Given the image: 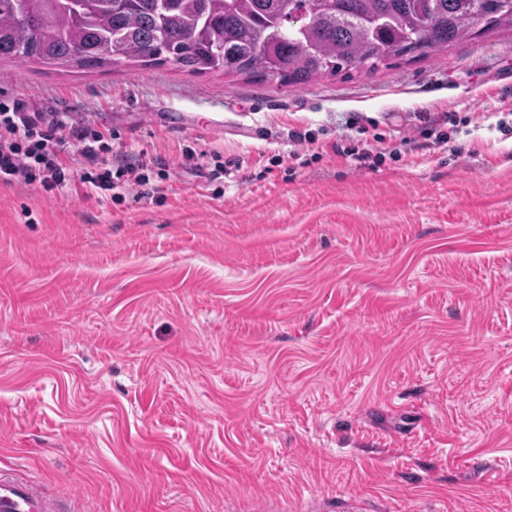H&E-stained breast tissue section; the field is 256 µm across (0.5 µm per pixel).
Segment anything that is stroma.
Here are the masks:
<instances>
[{
    "mask_svg": "<svg viewBox=\"0 0 512 512\" xmlns=\"http://www.w3.org/2000/svg\"><path fill=\"white\" fill-rule=\"evenodd\" d=\"M0 96L169 165L0 187L1 471L58 512H512V29L300 85L2 60ZM205 156L204 153L197 152L189 146L181 149V167L187 172L196 174L198 177L205 178L207 181H216L224 176V166L215 165L214 169H208L206 163L200 162Z\"/></svg>",
    "mask_w": 512,
    "mask_h": 512,
    "instance_id": "obj_1",
    "label": "stroma"
}]
</instances>
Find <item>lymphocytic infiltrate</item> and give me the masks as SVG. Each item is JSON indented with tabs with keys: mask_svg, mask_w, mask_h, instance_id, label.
I'll return each mask as SVG.
<instances>
[{
	"mask_svg": "<svg viewBox=\"0 0 512 512\" xmlns=\"http://www.w3.org/2000/svg\"><path fill=\"white\" fill-rule=\"evenodd\" d=\"M116 133L74 120L64 112H28L0 99V186L47 193L80 182L90 198L146 187L162 159L115 149Z\"/></svg>",
	"mask_w": 512,
	"mask_h": 512,
	"instance_id": "1",
	"label": "lymphocytic infiltrate"
}]
</instances>
